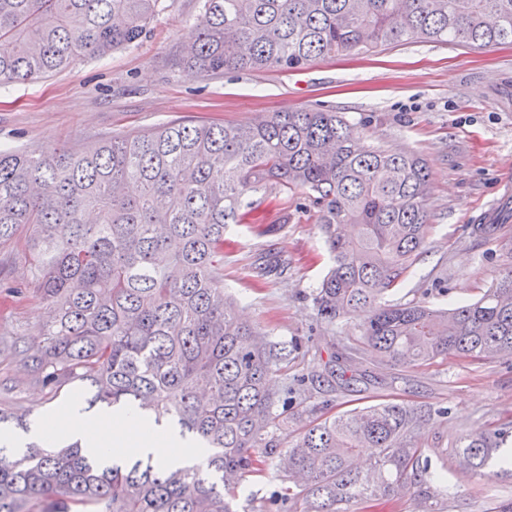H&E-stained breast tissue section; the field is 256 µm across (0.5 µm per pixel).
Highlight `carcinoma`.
Returning <instances> with one entry per match:
<instances>
[{
    "instance_id": "cac0c4a2",
    "label": "carcinoma",
    "mask_w": 512,
    "mask_h": 512,
    "mask_svg": "<svg viewBox=\"0 0 512 512\" xmlns=\"http://www.w3.org/2000/svg\"><path fill=\"white\" fill-rule=\"evenodd\" d=\"M160 0H0V84L36 81L129 47ZM409 39L512 44V0H203L180 53L202 77L291 70ZM427 162L362 151L336 112L286 109L248 125L174 121L83 152L0 151V247L15 246L42 304L34 337L0 347L54 395L80 383L88 407L134 406L191 433L206 460L168 468L105 464L78 443L55 452L0 447V512H237L235 489L272 466L288 481L270 512L385 506L428 464L410 432L430 414L386 401L340 415L272 412L282 355L224 298V232L251 195L303 194L332 265L313 298L328 325L366 313L360 353L373 363L512 354V268L454 309L383 304L432 229ZM512 431L472 430L458 464L474 475ZM375 449L361 467L359 450Z\"/></svg>"
}]
</instances>
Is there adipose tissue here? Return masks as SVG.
<instances>
[{
  "label": "adipose tissue",
  "instance_id": "ef3b65f1",
  "mask_svg": "<svg viewBox=\"0 0 512 512\" xmlns=\"http://www.w3.org/2000/svg\"><path fill=\"white\" fill-rule=\"evenodd\" d=\"M53 419L57 428L47 434V442L77 441L85 451L97 457L107 455L110 449L121 448L130 458L149 455L162 466H190L201 462L207 454L201 444L161 430L134 409L101 418L79 413L71 406L58 409Z\"/></svg>",
  "mask_w": 512,
  "mask_h": 512
}]
</instances>
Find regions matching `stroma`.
I'll use <instances>...</instances> for the list:
<instances>
[{
	"label": "stroma",
	"mask_w": 512,
	"mask_h": 512,
	"mask_svg": "<svg viewBox=\"0 0 512 512\" xmlns=\"http://www.w3.org/2000/svg\"><path fill=\"white\" fill-rule=\"evenodd\" d=\"M200 15V0H161L139 43L42 80L0 87V149L80 151L174 120L245 125L287 108L338 112L365 149H406L430 170L433 229L404 278L384 294L385 303L423 300L452 307L476 299L512 267V235L488 240L471 232L488 206L512 207V44L477 49L407 40L294 70L204 79L180 62ZM270 253L283 255L288 265L260 275L257 265ZM329 265L318 225L293 210L281 213L272 199L253 210L250 223L230 225L225 233V292L287 356L277 378L279 396L327 404L332 414L384 401L447 409V418H431L417 430L431 486L448 489L445 512L512 506V472L481 479L455 462L462 433L512 422V361L451 358L403 367L350 355L361 317L326 325L311 300ZM346 370L361 374V381L341 385L338 374ZM299 375L303 393L286 391L287 380ZM25 376L9 354L0 353V379L24 382L0 409L27 412L29 431L14 434L30 442L49 425L50 411L71 398L50 396Z\"/></svg>",
	"instance_id": "stroma-1"
}]
</instances>
